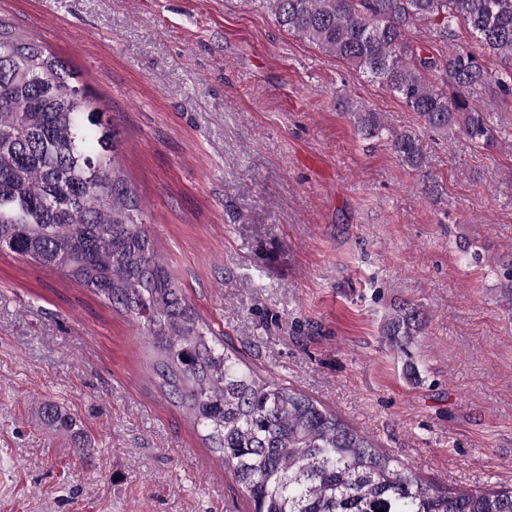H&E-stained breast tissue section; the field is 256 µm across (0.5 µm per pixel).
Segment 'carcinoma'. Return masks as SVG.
I'll return each instance as SVG.
<instances>
[{
  "label": "carcinoma",
  "mask_w": 512,
  "mask_h": 512,
  "mask_svg": "<svg viewBox=\"0 0 512 512\" xmlns=\"http://www.w3.org/2000/svg\"><path fill=\"white\" fill-rule=\"evenodd\" d=\"M279 26L382 83L432 131L456 128L478 148L495 128L470 91L488 82L512 97V0H269ZM418 22L446 42L464 29L478 50L412 43ZM509 66L488 71L485 57ZM44 45L0 20V252L58 269L125 313L151 348L160 384L179 399L253 512H512V487L446 492L376 450L334 412L291 387L260 381L182 299L154 253L141 203L122 170L116 134ZM361 135L386 130L350 103ZM388 131V130H386ZM418 170L423 147L388 131ZM408 305L385 330L395 346L422 330ZM43 421L75 431L48 404Z\"/></svg>",
  "instance_id": "cac0c4a2"
}]
</instances>
